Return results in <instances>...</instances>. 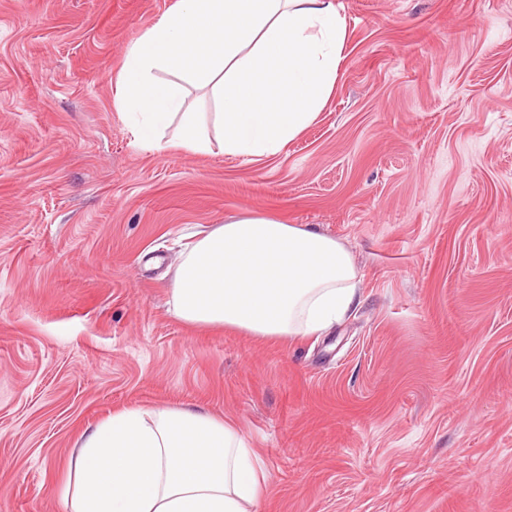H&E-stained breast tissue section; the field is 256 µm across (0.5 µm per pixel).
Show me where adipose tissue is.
<instances>
[{
    "mask_svg": "<svg viewBox=\"0 0 512 512\" xmlns=\"http://www.w3.org/2000/svg\"><path fill=\"white\" fill-rule=\"evenodd\" d=\"M335 0H175L126 52L114 102L137 145L262 158L319 116L345 57ZM166 73L158 81V73ZM214 109L192 112L190 89ZM358 272L335 238L264 213L230 218L187 243L174 315L251 336H317L356 305ZM268 474L230 422L189 407L113 412L85 432L59 489L64 512H246Z\"/></svg>",
    "mask_w": 512,
    "mask_h": 512,
    "instance_id": "adipose-tissue-1",
    "label": "adipose tissue"
}]
</instances>
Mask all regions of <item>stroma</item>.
Wrapping results in <instances>:
<instances>
[{
	"mask_svg": "<svg viewBox=\"0 0 512 512\" xmlns=\"http://www.w3.org/2000/svg\"><path fill=\"white\" fill-rule=\"evenodd\" d=\"M174 0H0V512H62L121 408L232 421L258 512H512V0H339L346 57L278 155L138 146L128 47ZM266 212L357 266L318 337L187 326L188 238Z\"/></svg>",
	"mask_w": 512,
	"mask_h": 512,
	"instance_id": "1",
	"label": "stroma"
}]
</instances>
